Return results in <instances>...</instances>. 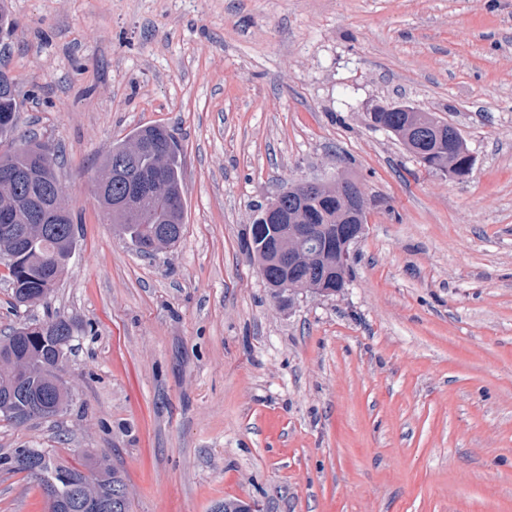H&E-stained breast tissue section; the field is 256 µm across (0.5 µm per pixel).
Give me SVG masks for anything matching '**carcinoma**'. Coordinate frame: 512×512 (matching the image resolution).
Returning a JSON list of instances; mask_svg holds the SVG:
<instances>
[{"instance_id": "carcinoma-1", "label": "carcinoma", "mask_w": 512, "mask_h": 512, "mask_svg": "<svg viewBox=\"0 0 512 512\" xmlns=\"http://www.w3.org/2000/svg\"><path fill=\"white\" fill-rule=\"evenodd\" d=\"M377 121L388 126L389 132L401 135L405 117L401 112L382 113ZM17 128V94L0 93V136L10 137ZM141 138L170 141L172 148L163 160L164 182L167 194L149 199L146 203L145 221H129L110 214L118 231L130 238L136 247L143 246L151 236L162 230H171L166 244L176 245L183 230V213L171 210L170 195H179L181 189V159L176 137L172 130L160 125L139 127L128 140L116 145L107 159L125 154V150ZM43 144L29 137L12 150L0 154V171L33 169L35 174L23 192L0 190V217L9 213L22 222L29 208L48 205L44 185L57 180V157L50 153L40 156ZM158 158L150 151L135 157L131 170L145 178L155 168ZM21 261L7 266L13 295L21 305H33L47 299L58 275L55 267L59 261L69 262L75 250L73 218L59 224H47L32 238L17 243ZM55 334L45 336L39 324L18 327L0 339V419L21 425L31 420L48 419L50 407L65 408L70 401L66 384L59 382L57 370L58 347H67L72 340L74 325L70 320L56 315L51 318ZM0 467L10 471L25 472L33 476L41 489H52L56 498L55 512H78L81 487L93 488L102 500H111L120 488L126 486L124 476L111 467L105 457L86 459L83 472L74 466L53 462L46 451L34 448H16L9 455L0 456Z\"/></svg>"}]
</instances>
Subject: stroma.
<instances>
[{
  "label": "stroma",
  "mask_w": 512,
  "mask_h": 512,
  "mask_svg": "<svg viewBox=\"0 0 512 512\" xmlns=\"http://www.w3.org/2000/svg\"><path fill=\"white\" fill-rule=\"evenodd\" d=\"M17 137L59 154L76 247L0 336L75 325L68 409L0 420V455L107 457L130 512H512V0H8ZM454 124L469 175L425 169L369 114ZM173 129L180 241L141 256L95 198L113 145ZM346 175L374 199L339 297L278 306L257 205ZM0 468V512H46Z\"/></svg>",
  "instance_id": "obj_1"
}]
</instances>
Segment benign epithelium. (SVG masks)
<instances>
[{
  "instance_id": "1",
  "label": "benign epithelium",
  "mask_w": 512,
  "mask_h": 512,
  "mask_svg": "<svg viewBox=\"0 0 512 512\" xmlns=\"http://www.w3.org/2000/svg\"><path fill=\"white\" fill-rule=\"evenodd\" d=\"M377 110L407 113L404 126V139L418 158L427 161L425 147L430 139V127L418 115L419 109L410 105L383 104ZM460 139L458 129L448 125V151L442 154L437 170L457 175L464 166L465 154L456 149ZM301 190L298 198L322 199L329 207L336 209L338 220L350 224L347 232L342 233L339 225L317 224V216L308 214L303 207L288 208L283 197L260 205L256 209L254 223L265 224L271 235L252 259L259 269L276 267L279 277L269 281V288L281 305L288 299L307 292L320 295H340L344 292L350 271V246L357 241L365 230V218L373 206L358 183L340 175L328 183L303 181L298 183ZM143 205V197L137 191H130L112 199V207L125 216L135 219ZM65 208L61 194L51 197L49 206L36 212V222L55 224L64 215Z\"/></svg>"
}]
</instances>
